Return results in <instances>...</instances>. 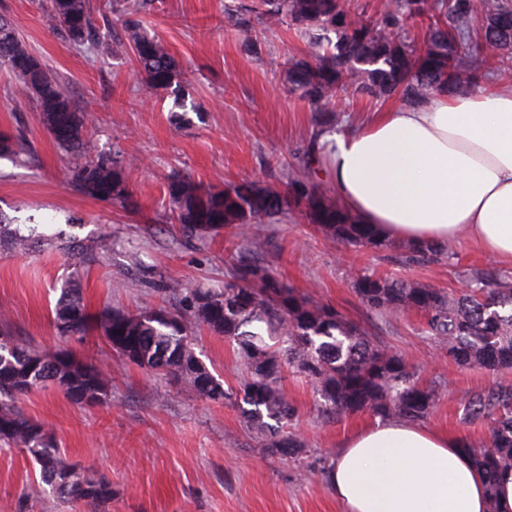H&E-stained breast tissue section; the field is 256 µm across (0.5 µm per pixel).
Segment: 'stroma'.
<instances>
[{"mask_svg": "<svg viewBox=\"0 0 512 512\" xmlns=\"http://www.w3.org/2000/svg\"><path fill=\"white\" fill-rule=\"evenodd\" d=\"M238 2L154 0L145 16V29L179 62L196 106L187 124L175 125L170 101L149 93L137 74L119 13L108 14L111 40L96 51L51 30L44 0H0V15L11 19L29 50L90 115L87 139L94 151L141 162L132 185L138 211L74 191L69 158L45 129L35 102L13 75L0 70V134L20 136L26 144L23 153L0 156V213L23 233L33 227L48 238L62 235L88 244L109 237L100 261L80 272L93 314L108 305H160L158 294L132 268L135 260L204 288L223 287L229 252L264 264L291 287L314 293L361 325L377 344L405 353L424 382L440 385L423 427L483 442L486 423L464 420L460 402L512 387V371L459 368L423 333L420 315L370 311L354 282L377 272L456 290L474 272H501L494 258L465 241L456 243L449 262L415 259L397 247L349 248L297 213L253 225L245 239L233 225L215 236L187 239L171 223L165 194L171 172L217 189L252 180L280 187L285 168L302 164L316 130L308 104L288 93L280 68L305 51V42L293 31L273 28L264 33L261 55L247 52L244 32L224 20L225 6ZM70 274L59 251L0 248V333L40 351H69L107 376L110 396L98 405L74 404L52 386L20 403L51 429L71 461L111 479L112 500L101 512H341L329 471L343 440L375 424L374 416L326 417L313 384L288 373L284 389L297 410L293 430L304 446L288 459L270 454L238 405L214 404L125 363L97 334L59 335L52 310ZM195 352L214 377L235 384L238 366L224 338L201 332ZM34 470L18 450L0 448V512H16L23 496L32 512H94L83 504L53 502L34 484Z\"/></svg>", "mask_w": 512, "mask_h": 512, "instance_id": "obj_1", "label": "stroma"}]
</instances>
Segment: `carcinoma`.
I'll return each mask as SVG.
<instances>
[{
	"instance_id": "carcinoma-1",
	"label": "carcinoma",
	"mask_w": 512,
	"mask_h": 512,
	"mask_svg": "<svg viewBox=\"0 0 512 512\" xmlns=\"http://www.w3.org/2000/svg\"><path fill=\"white\" fill-rule=\"evenodd\" d=\"M151 0H124L123 15L147 87L172 100L170 119L188 121L189 94L178 79L179 63L166 46L143 32L141 15ZM52 29L73 45L98 47L107 30L94 17L90 0H46ZM227 19L248 33L292 26L309 51L287 61L288 90L308 103L319 126L307 146L310 158L325 152L324 134L339 123L336 101L351 90L361 95L400 96L417 103L434 94L453 96L489 74L512 75V0H390L376 16L350 9L344 0H254L227 11ZM425 24L420 42L402 32ZM0 64L36 102L41 119L57 146L70 157L69 181L79 193L136 210L131 187L133 165L118 154L90 155L85 132L88 117L29 52L8 18L0 15ZM174 222L186 238L236 225L245 232L290 210L350 247L406 248L421 258L454 259L452 245L416 248L381 237L357 221L311 178L289 176L276 190L255 182L204 187L188 176L172 174L167 182ZM38 242L10 228L0 216V246L27 250ZM108 242L59 240L57 249L72 260L75 275L61 288L53 324L62 336H84L97 329L125 362L166 375L214 403H240L262 447L288 457L302 447L285 431L296 409L283 388L285 368L310 380L330 417L368 412L382 420L424 419L434 408L440 386L423 385L415 364L403 353L373 344L361 327L334 308L298 292L265 267L237 260L224 288H202L167 279L147 266L139 269L154 291L181 296L177 307L151 310H87L79 270L98 258ZM369 309L394 315L415 311L423 332L461 368L492 372L512 370V276L488 279L476 274L459 291L364 274L354 283ZM221 336L232 345L240 369L236 387H224L198 359L194 329ZM59 388L77 404L106 400L109 383L95 366L66 351L54 355L15 342H0V442L19 449L39 468L41 483L62 504L83 502L100 507L112 500V482L100 473L68 461L54 434L29 417L18 403L32 391ZM464 418L488 422L487 439L464 442L489 488L512 472V389L472 394L463 399Z\"/></svg>"
}]
</instances>
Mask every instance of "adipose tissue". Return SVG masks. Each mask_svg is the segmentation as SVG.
I'll list each match as a JSON object with an SVG mask.
<instances>
[{
    "label": "adipose tissue",
    "mask_w": 512,
    "mask_h": 512,
    "mask_svg": "<svg viewBox=\"0 0 512 512\" xmlns=\"http://www.w3.org/2000/svg\"><path fill=\"white\" fill-rule=\"evenodd\" d=\"M330 165L359 222L417 247L464 238L512 266V88L378 113L336 137ZM330 482L342 512H512V472L488 489L460 439L407 421L349 437Z\"/></svg>",
    "instance_id": "adipose-tissue-1"
}]
</instances>
